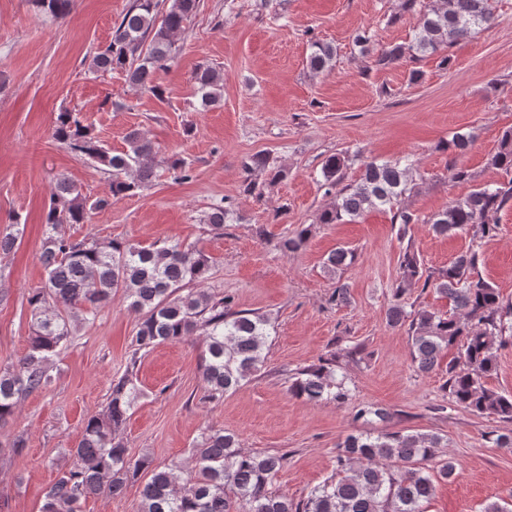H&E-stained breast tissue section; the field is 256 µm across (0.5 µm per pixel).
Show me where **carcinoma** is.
Returning <instances> with one entry per match:
<instances>
[{
	"label": "carcinoma",
	"instance_id": "obj_1",
	"mask_svg": "<svg viewBox=\"0 0 512 512\" xmlns=\"http://www.w3.org/2000/svg\"><path fill=\"white\" fill-rule=\"evenodd\" d=\"M132 0L112 33V41L92 59L96 73L120 70L128 82L159 95L153 84L156 71L174 61L175 34L197 11L200 0ZM72 0H35L36 7L56 18L70 12ZM404 9L418 11L419 26L408 47L391 46L377 62L388 65L411 52L436 53L495 21L489 0H404ZM335 49L315 42L307 58L315 72L327 68ZM200 104L220 100L224 77L206 67L193 76ZM53 138L77 155L105 167L111 176L110 196L87 203L71 183L60 180L45 215V237L40 261L46 278L33 289L27 303L31 334L27 352L17 363L0 367V426L13 419L27 396L50 388L54 360L73 330L95 320L98 310L122 293L137 315L134 349L125 373L112 382L104 412L88 417L81 436L68 449L56 481L44 493L41 512H80L90 497L122 495L140 476L146 481L136 512H426L435 494V482L454 473L448 459H437L441 438L405 430L361 433L339 445L337 472L299 501L272 490L284 467L285 456L247 452L236 435L205 427L194 448L191 464L159 467L144 455L129 456L118 431L126 422L141 391L136 383L138 353L161 343H179L201 337L200 372L205 397L219 400L261 370L270 338L271 321L265 314L238 310L234 297L204 288L214 262L203 250L180 241L148 245L125 240H77L61 233L65 224H83L93 210H101L150 182L148 159L153 143L142 133L127 137L128 149L114 154L72 112L59 113ZM346 159L332 155L322 163L329 188H338L336 203L322 210L319 224H344L366 211L388 210L392 223L407 229L420 218L397 203L406 192L409 159L366 165L360 181L344 183ZM491 165L501 179L472 188L465 196L432 215L427 223L440 235L473 232L480 239L496 236L498 214L512 209V129L505 131ZM247 172L263 169L272 178L282 170L270 166L261 154L245 164ZM234 220L233 210L218 205L206 223L214 230ZM310 227H301L278 243L286 252L303 249ZM356 255L344 248L330 253L325 267L335 271L353 263ZM478 253L458 254L436 271L424 267L411 245L400 255V280L395 303L387 313L393 327L408 326L410 355L418 371L440 367V353L458 347L460 356L448 361L445 390L457 406L477 415L512 423V395L486 388L482 378L497 368L503 336L512 338V304L477 272ZM433 287L453 303L450 314L426 309L408 311L400 302L406 289ZM288 392L309 401L348 398L343 382L329 363L300 369L289 378Z\"/></svg>",
	"mask_w": 512,
	"mask_h": 512
}]
</instances>
